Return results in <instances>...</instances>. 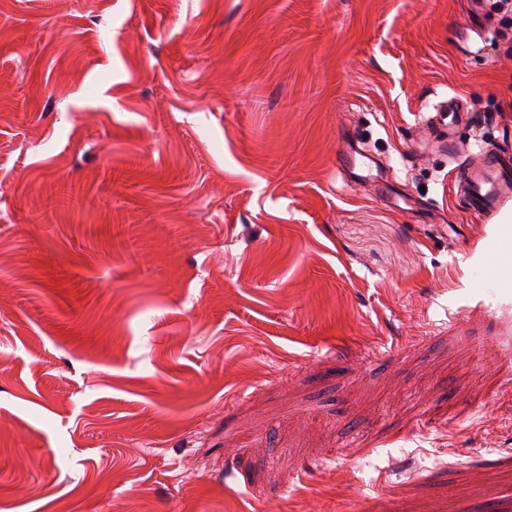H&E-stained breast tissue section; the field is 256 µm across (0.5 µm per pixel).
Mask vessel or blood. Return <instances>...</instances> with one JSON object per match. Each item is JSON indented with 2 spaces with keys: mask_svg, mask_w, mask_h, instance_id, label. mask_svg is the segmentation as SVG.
<instances>
[{
  "mask_svg": "<svg viewBox=\"0 0 512 512\" xmlns=\"http://www.w3.org/2000/svg\"><path fill=\"white\" fill-rule=\"evenodd\" d=\"M481 159V166L465 165L460 175L471 211L489 220L512 200V156L490 145L483 150Z\"/></svg>",
  "mask_w": 512,
  "mask_h": 512,
  "instance_id": "1",
  "label": "vessel or blood"
}]
</instances>
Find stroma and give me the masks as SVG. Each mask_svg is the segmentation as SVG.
Masks as SVG:
<instances>
[{"label":"stroma","mask_w":512,"mask_h":512,"mask_svg":"<svg viewBox=\"0 0 512 512\" xmlns=\"http://www.w3.org/2000/svg\"><path fill=\"white\" fill-rule=\"evenodd\" d=\"M484 141L512 0H0V512H512Z\"/></svg>","instance_id":"stroma-1"}]
</instances>
